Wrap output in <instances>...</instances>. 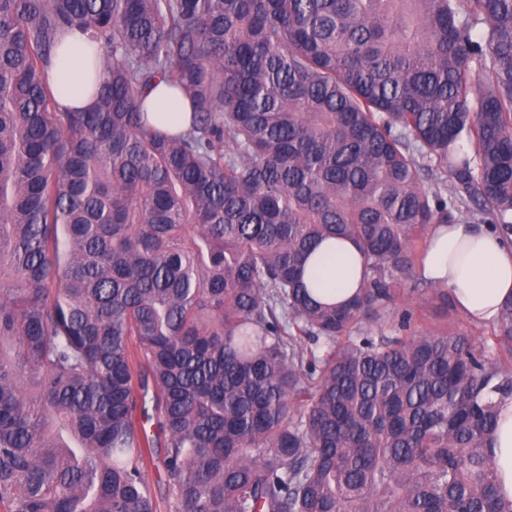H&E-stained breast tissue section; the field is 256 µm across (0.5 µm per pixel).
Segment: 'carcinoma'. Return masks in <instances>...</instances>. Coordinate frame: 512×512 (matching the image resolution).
<instances>
[{
  "mask_svg": "<svg viewBox=\"0 0 512 512\" xmlns=\"http://www.w3.org/2000/svg\"><path fill=\"white\" fill-rule=\"evenodd\" d=\"M459 221L512 241V0H0V504L157 512L159 457L169 512H512V300L490 345L363 331ZM89 72L86 50L78 41H71L65 48L63 61L49 72V81L60 86L59 102L62 106L74 110L91 104V98L83 91ZM75 87L79 91L75 92ZM147 106L149 113H160L164 115H149L151 122H158L171 131H180L187 128L190 123V107L188 103H178L173 93L160 85L154 89L148 99ZM363 259L357 247L348 241L325 240L309 261L305 280L315 297L327 304L342 305L359 290ZM498 418L491 454L500 478L501 493L512 499V399L499 404Z\"/></svg>",
  "mask_w": 512,
  "mask_h": 512,
  "instance_id": "carcinoma-1",
  "label": "carcinoma"
}]
</instances>
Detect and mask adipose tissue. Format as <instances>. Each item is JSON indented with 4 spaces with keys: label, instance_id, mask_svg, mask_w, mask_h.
I'll list each match as a JSON object with an SVG mask.
<instances>
[{
    "label": "adipose tissue",
    "instance_id": "obj_1",
    "mask_svg": "<svg viewBox=\"0 0 512 512\" xmlns=\"http://www.w3.org/2000/svg\"><path fill=\"white\" fill-rule=\"evenodd\" d=\"M89 72L85 49L79 42H70L62 62L49 73L50 82L60 87L62 106L74 110L90 105L84 92ZM147 106L169 130L178 131L190 123L189 105L176 102L166 87L154 89ZM362 269L363 259L353 243L328 239L313 254L305 279L319 301L341 305L359 290ZM421 274L448 288L457 307L471 320L495 321L504 302L512 298V243L502 241L484 224L432 225ZM491 454L500 489L512 498V399L503 400L498 407Z\"/></svg>",
    "mask_w": 512,
    "mask_h": 512
}]
</instances>
